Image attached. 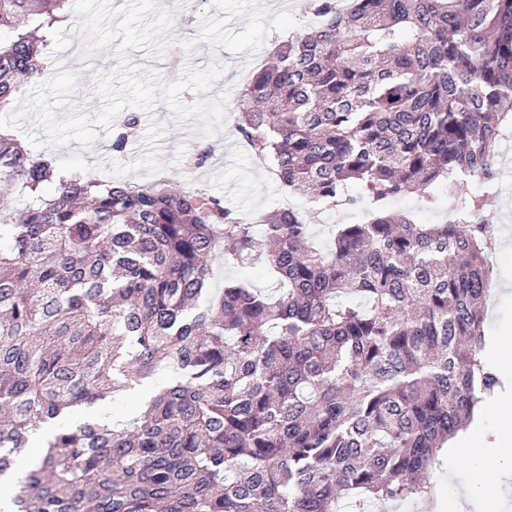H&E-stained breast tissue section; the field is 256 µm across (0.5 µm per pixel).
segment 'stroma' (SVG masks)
<instances>
[{
	"instance_id": "35a3bbf8",
	"label": "stroma",
	"mask_w": 512,
	"mask_h": 512,
	"mask_svg": "<svg viewBox=\"0 0 512 512\" xmlns=\"http://www.w3.org/2000/svg\"><path fill=\"white\" fill-rule=\"evenodd\" d=\"M172 10L174 22L160 59L131 51L133 63L158 69L164 81L177 80L186 66L206 67L212 60L226 66L211 96H225L227 112L215 135L198 133L192 123L176 122L165 105L153 113L139 112L136 139L124 154H116L113 135H99L90 150L78 143L51 149L64 169L78 171L115 183L165 184L190 192L201 188L224 205L259 219L277 208L279 182L266 166L241 144L235 129L234 108L249 79L266 63L278 44L298 28L313 22V0H196L193 11H183L179 0H158ZM196 150L209 151L199 167L187 160ZM502 170L499 192L487 195L481 219L493 232L497 245L491 256L492 292L485 322V345L481 357L497 368L503 342L512 343V152L496 147ZM144 388L127 396L77 409L71 425L91 417L111 416L113 423H129L141 403ZM437 512H454L457 494L472 480V469L463 459L441 458L434 470Z\"/></svg>"
}]
</instances>
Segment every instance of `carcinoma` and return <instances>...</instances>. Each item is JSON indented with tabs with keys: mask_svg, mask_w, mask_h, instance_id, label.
Wrapping results in <instances>:
<instances>
[{
	"mask_svg": "<svg viewBox=\"0 0 512 512\" xmlns=\"http://www.w3.org/2000/svg\"><path fill=\"white\" fill-rule=\"evenodd\" d=\"M69 0H0V111ZM244 86L241 141L283 186L368 212L255 224L209 193L63 171L0 131V512H374L434 504L444 445L499 386L481 361L495 240L479 218L512 126V0H316ZM360 194L346 197L350 184ZM442 186L444 224L390 209ZM277 288L213 284L208 258ZM175 376L119 429L70 415Z\"/></svg>",
	"mask_w": 512,
	"mask_h": 512,
	"instance_id": "1",
	"label": "carcinoma"
}]
</instances>
